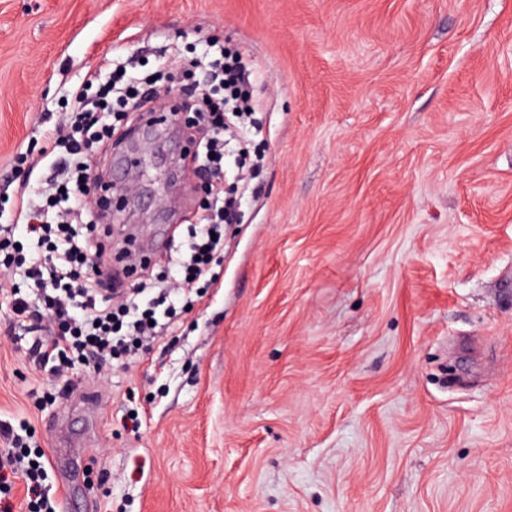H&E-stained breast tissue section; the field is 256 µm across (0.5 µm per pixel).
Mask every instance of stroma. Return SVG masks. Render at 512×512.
Instances as JSON below:
<instances>
[{"instance_id":"1","label":"stroma","mask_w":512,"mask_h":512,"mask_svg":"<svg viewBox=\"0 0 512 512\" xmlns=\"http://www.w3.org/2000/svg\"><path fill=\"white\" fill-rule=\"evenodd\" d=\"M210 38L263 127L216 284L52 401L0 305V422L54 512H512V0H0V224L102 57ZM186 149L164 123L96 158L113 253L158 273L202 205Z\"/></svg>"}]
</instances>
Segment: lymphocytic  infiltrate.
Returning <instances> with one entry per match:
<instances>
[{
	"label": "lymphocytic infiltrate",
	"mask_w": 512,
	"mask_h": 512,
	"mask_svg": "<svg viewBox=\"0 0 512 512\" xmlns=\"http://www.w3.org/2000/svg\"><path fill=\"white\" fill-rule=\"evenodd\" d=\"M204 69L194 115L185 127L196 146L194 170L210 178L200 185L205 200L198 224L167 257L177 278L157 276L119 289L103 260L107 248L99 215L80 203L94 177L93 153L107 151L116 133H130L142 119L156 94L150 82L90 77L70 118L46 134L41 154L50 163L41 178L44 203L18 207L16 223L0 225V298L8 301L15 322L27 324L33 335L29 359L49 365L55 380L69 383L79 361L103 376L114 360L149 350L177 314L174 297L191 299L217 280L213 268L224 256L223 226L238 218V201L226 197L219 179L225 158L239 163L249 155L256 125L252 102L241 91L248 77L240 58L219 53ZM19 232L41 245L37 256L26 257L17 248ZM19 275L27 290L17 287ZM0 437L8 442L0 451V480L22 476L25 512H42L44 462L30 457L25 438L11 424L0 425Z\"/></svg>",
	"instance_id": "lymphocytic-infiltrate-1"
}]
</instances>
